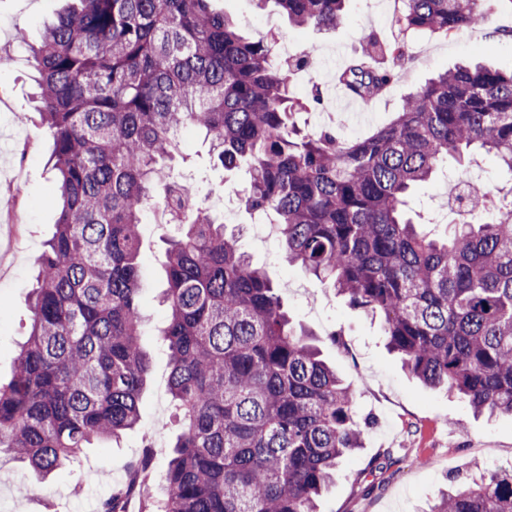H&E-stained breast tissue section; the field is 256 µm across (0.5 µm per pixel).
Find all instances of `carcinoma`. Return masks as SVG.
<instances>
[{"instance_id":"obj_1","label":"carcinoma","mask_w":512,"mask_h":512,"mask_svg":"<svg viewBox=\"0 0 512 512\" xmlns=\"http://www.w3.org/2000/svg\"><path fill=\"white\" fill-rule=\"evenodd\" d=\"M32 48L58 180L55 231L38 256L32 326L0 383V455L45 477L135 427L141 347L140 214L161 200L168 317L161 330L181 430L158 512H317L336 466L363 447L358 397L321 358L273 283L174 172L197 133L226 169L247 164L241 200L274 212L298 263L381 318L413 378L476 414L512 415V201L434 238L407 199L438 165L475 152L512 174V70L465 63L403 100L370 134L302 132L320 103L288 95L273 46L245 37L213 0H75ZM297 26L333 28L346 0H271ZM403 31L482 25L486 0H394ZM341 80L375 100L408 59L400 40ZM429 512H512V467L459 481Z\"/></svg>"}]
</instances>
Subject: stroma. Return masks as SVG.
Segmentation results:
<instances>
[{
  "mask_svg": "<svg viewBox=\"0 0 512 512\" xmlns=\"http://www.w3.org/2000/svg\"><path fill=\"white\" fill-rule=\"evenodd\" d=\"M65 0H0V55L10 66L0 68V378L14 369L19 344L30 331L28 297L34 270L57 219L46 205L57 180L48 163L50 136L40 121L34 99L33 68L28 43L37 42L45 23L54 20ZM251 36L271 41L277 61L290 65L300 50L314 52V62L292 72L295 96L312 89L322 94L320 111L335 113L336 130L352 139L391 121L405 96L434 74L480 57L499 69L512 68V10L494 8L485 25L446 37L408 31L410 60L380 97L371 103L348 97L336 76L360 51L368 35L388 40L393 0H347L335 29L290 24L279 8L258 0H215ZM185 158L183 175L209 200L213 185L244 186L245 169H224L193 132L179 139ZM142 281L140 302L145 320L141 343L151 361L142 395L140 420L119 441L86 449L79 463L40 480L10 456L0 457V512H99L100 503L121 487L129 466L147 461L148 473L166 467L179 425L168 392L169 357L160 336L167 308L160 292L166 286L163 240L173 227L161 214L142 212ZM243 228L242 247L254 265L272 280L298 282L286 304L295 324L311 330L323 358L357 392L368 421L363 448L344 459L336 480L325 492L320 512H421L447 488L450 478L465 477L479 465L489 470L512 466V418L474 415L458 398L430 390L412 379L388 351L380 319L352 307L348 300L317 282L299 265L289 263L280 239L253 242L257 219L237 208Z\"/></svg>",
  "mask_w": 512,
  "mask_h": 512,
  "instance_id": "stroma-1",
  "label": "stroma"
}]
</instances>
